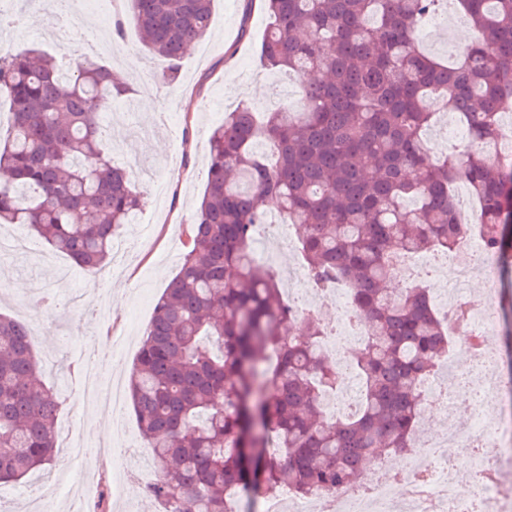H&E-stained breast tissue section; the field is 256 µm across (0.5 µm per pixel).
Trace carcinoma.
<instances>
[{"mask_svg":"<svg viewBox=\"0 0 512 512\" xmlns=\"http://www.w3.org/2000/svg\"><path fill=\"white\" fill-rule=\"evenodd\" d=\"M143 44L175 64L211 25V0H129ZM270 22L260 62L306 72L298 106L257 120L242 105L209 139L207 183L186 229L178 273L154 306L129 382L133 414L158 478L148 494L170 512H246L271 490L312 496L355 486L364 463L408 453L424 381L448 358L444 319L427 289L387 288L404 252H445L475 230L506 268L512 258V0H263ZM451 5L474 36L457 60L424 53L416 33ZM126 92L93 63L0 47V223L26 224L88 271L142 205L112 164L99 115ZM470 130L436 158L427 129L438 111ZM269 147L261 152L258 146ZM479 205L461 219L457 186ZM299 228L309 281L348 285L367 333L348 354L357 408L333 421L321 398L344 381L318 348L332 335L298 309L275 268L253 254L268 202ZM305 338L285 336L297 320ZM61 409L45 385L31 331L0 315V487L51 465Z\"/></svg>","mask_w":512,"mask_h":512,"instance_id":"carcinoma-1","label":"carcinoma"}]
</instances>
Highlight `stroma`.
Returning <instances> with one entry per match:
<instances>
[{
    "instance_id": "35a3bbf8",
    "label": "stroma",
    "mask_w": 512,
    "mask_h": 512,
    "mask_svg": "<svg viewBox=\"0 0 512 512\" xmlns=\"http://www.w3.org/2000/svg\"><path fill=\"white\" fill-rule=\"evenodd\" d=\"M0 9L7 16L0 22V45L6 49L53 53L66 46L73 50L70 64L86 59L126 72L128 93L114 98L101 120L116 153L131 151L132 177L143 197L142 223L121 230L100 273L77 267L23 224L16 230L27 249L0 258V314L39 319L33 348L44 361L43 381L65 393L57 430L73 433L82 444L76 460L67 461L63 450H56L50 470L1 488L0 512H30V502L47 489L55 494L57 512H93V488L107 477L118 506L151 512L143 491L125 478L135 469L157 473L134 416L128 410L107 415L85 405L75 365L88 355L105 377L128 378L154 304L186 251L184 229L205 189L212 130L238 104L265 108L285 96L298 101L302 78L260 66L257 48L268 23L261 0H213L208 36L179 61L177 80L170 85L156 80L168 70V61L142 45L134 21L126 22L116 50L105 55L100 44L111 38L112 26L98 15L77 16L48 0H29L24 7L29 20L23 34L14 37L10 0ZM473 35L460 21L424 26L418 33L426 51L445 60L456 58ZM159 181L170 184L173 197L158 196ZM19 280L31 286V294L15 292ZM106 439L121 448L107 460L98 453Z\"/></svg>"
}]
</instances>
